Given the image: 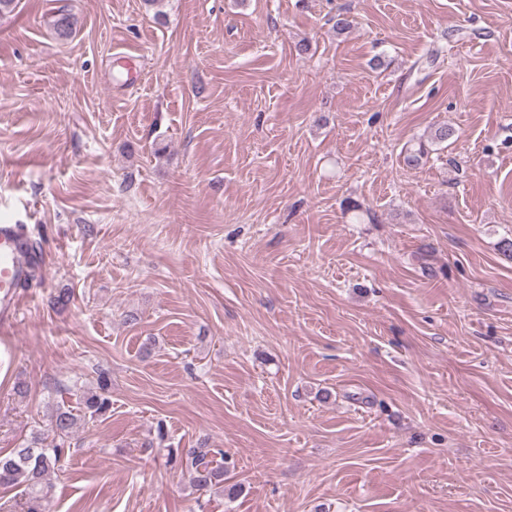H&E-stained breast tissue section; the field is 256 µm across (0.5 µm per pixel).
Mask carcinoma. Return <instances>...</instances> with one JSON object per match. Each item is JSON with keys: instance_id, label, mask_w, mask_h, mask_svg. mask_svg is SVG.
<instances>
[{"instance_id": "obj_1", "label": "carcinoma", "mask_w": 512, "mask_h": 512, "mask_svg": "<svg viewBox=\"0 0 512 512\" xmlns=\"http://www.w3.org/2000/svg\"><path fill=\"white\" fill-rule=\"evenodd\" d=\"M75 18L65 9L54 15L53 29L57 37L66 40L71 37ZM108 373L98 374L97 385L78 396L83 417L98 418L109 410ZM77 424V415L69 410L58 411L52 420V438L40 435L32 437L22 448H15L7 454L0 453V486L24 487L22 512H47L49 485L45 477L58 466L66 450L71 447L70 434ZM209 451L204 448H189L185 457L191 467V483L198 491L207 492L224 483V469L213 465L208 459Z\"/></svg>"}]
</instances>
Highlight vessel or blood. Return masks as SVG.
Here are the masks:
<instances>
[{
	"label": "vessel or blood",
	"instance_id": "1",
	"mask_svg": "<svg viewBox=\"0 0 512 512\" xmlns=\"http://www.w3.org/2000/svg\"><path fill=\"white\" fill-rule=\"evenodd\" d=\"M26 241L21 225L0 224V321L5 323L17 317V290L36 264L25 250Z\"/></svg>",
	"mask_w": 512,
	"mask_h": 512
}]
</instances>
